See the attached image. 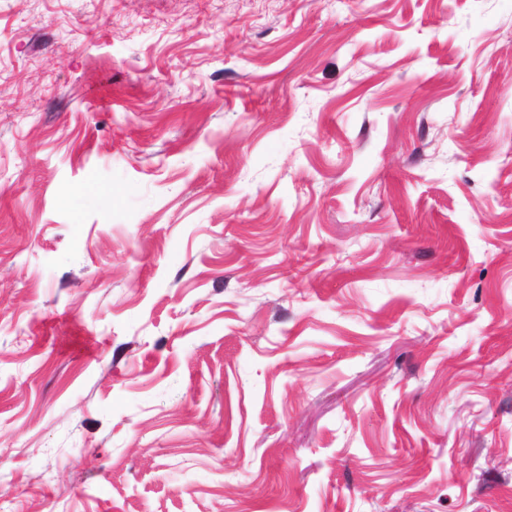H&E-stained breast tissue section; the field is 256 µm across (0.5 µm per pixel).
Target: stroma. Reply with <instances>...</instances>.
<instances>
[{"label": "stroma", "instance_id": "35a3bbf8", "mask_svg": "<svg viewBox=\"0 0 512 512\" xmlns=\"http://www.w3.org/2000/svg\"><path fill=\"white\" fill-rule=\"evenodd\" d=\"M0 512H512V0H0Z\"/></svg>", "mask_w": 512, "mask_h": 512}]
</instances>
